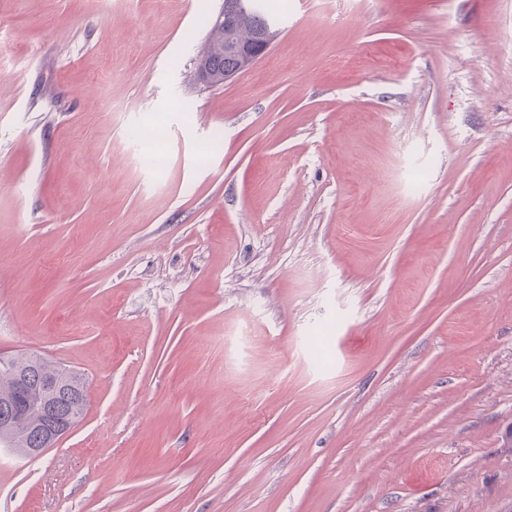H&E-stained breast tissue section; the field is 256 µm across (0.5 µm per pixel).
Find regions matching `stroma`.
Listing matches in <instances>:
<instances>
[{
  "mask_svg": "<svg viewBox=\"0 0 512 512\" xmlns=\"http://www.w3.org/2000/svg\"><path fill=\"white\" fill-rule=\"evenodd\" d=\"M223 5L0 0V355L87 379L0 512H512V0H269L203 87ZM242 7L235 11V25L231 32L224 34V28L229 29L232 25V18L224 14L225 10L235 9L239 3ZM262 2L264 0H224V7L212 22L205 45L199 57L205 62L206 75L210 85H220L224 81L234 77L236 74L247 70L254 65L269 49L270 43L263 41L253 46L251 43H239L236 48L239 55L233 48V43L239 41L258 42L266 38L273 39L276 36V29L265 11ZM240 56V58H239ZM241 59V67H240ZM240 67V69H239ZM239 69V70H238ZM238 70L232 74L231 73ZM225 74V75H224ZM34 357L35 356L25 355L13 358L12 360L17 363L19 368L28 371L34 379H37L39 376H46L51 372H56L61 368V365L41 357H39V361L35 362L33 361Z\"/></svg>",
  "mask_w": 512,
  "mask_h": 512,
  "instance_id": "35a3bbf8",
  "label": "stroma"
}]
</instances>
